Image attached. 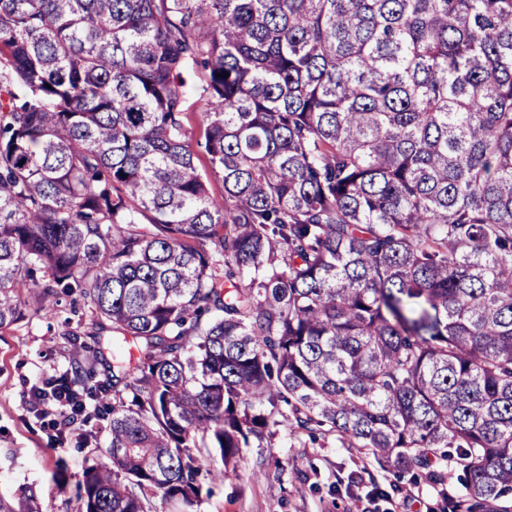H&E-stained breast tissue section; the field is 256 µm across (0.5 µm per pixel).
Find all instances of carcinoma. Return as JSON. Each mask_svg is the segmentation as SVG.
<instances>
[{
	"label": "carcinoma",
	"mask_w": 512,
	"mask_h": 512,
	"mask_svg": "<svg viewBox=\"0 0 512 512\" xmlns=\"http://www.w3.org/2000/svg\"><path fill=\"white\" fill-rule=\"evenodd\" d=\"M70 293L83 512H197L282 425L512 512V0H0V330ZM186 81L185 108L188 112L191 125L198 130L199 114L205 109L207 93L204 91L206 83V71L200 67L189 68L184 74Z\"/></svg>",
	"instance_id": "carcinoma-1"
}]
</instances>
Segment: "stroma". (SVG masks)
Instances as JSON below:
<instances>
[{"instance_id":"stroma-1","label":"stroma","mask_w":512,"mask_h":512,"mask_svg":"<svg viewBox=\"0 0 512 512\" xmlns=\"http://www.w3.org/2000/svg\"><path fill=\"white\" fill-rule=\"evenodd\" d=\"M88 322L82 305L66 299L53 315L30 311L0 331V492L33 487L41 512H81L77 486L83 472L104 459L95 445L79 442L84 430L79 423L63 446H56L30 399L45 379L70 370L69 334L94 346ZM363 471L382 485L392 479L357 449L341 447L332 438L314 441L282 427L263 447L243 449L237 477L214 485L198 512H348L354 499L364 497L365 487L354 484L337 494L331 488L337 479ZM460 475L452 463L446 489L421 478H404L403 485L420 498L423 512H443L444 496L463 491Z\"/></svg>"}]
</instances>
